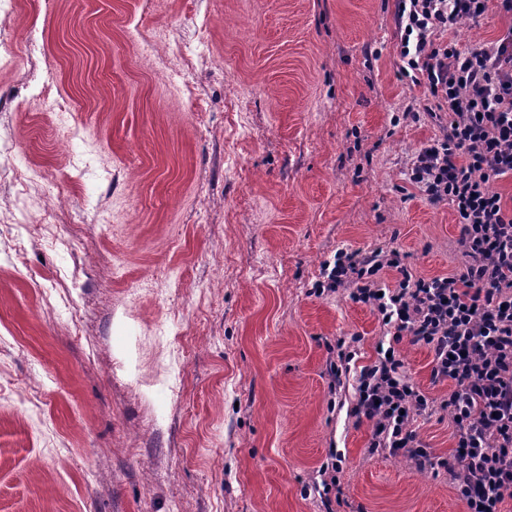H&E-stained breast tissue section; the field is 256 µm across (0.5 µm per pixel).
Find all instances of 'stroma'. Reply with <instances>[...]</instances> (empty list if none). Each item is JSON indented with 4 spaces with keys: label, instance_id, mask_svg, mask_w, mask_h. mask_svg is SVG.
Returning <instances> with one entry per match:
<instances>
[{
    "label": "stroma",
    "instance_id": "stroma-1",
    "mask_svg": "<svg viewBox=\"0 0 512 512\" xmlns=\"http://www.w3.org/2000/svg\"><path fill=\"white\" fill-rule=\"evenodd\" d=\"M395 9L0 0V512H324L331 456L336 512H463L446 472L370 452L354 375L384 329L314 293L340 250L463 269L453 207L409 180L442 126ZM511 27L489 0L447 36ZM400 351L446 395L427 347ZM411 427L453 455L447 413ZM336 464L331 462V465L327 463L326 466H324V463L320 466L318 472L322 474L320 476L325 477L327 475V478L322 479L323 483V490L320 492L319 485L314 486V490L318 493H320V498L322 500V504L324 508L326 509V512H334L333 509V501L330 496L331 492L335 490V503L336 501L339 503V496H336V486L339 484V480H336Z\"/></svg>",
    "mask_w": 512,
    "mask_h": 512
}]
</instances>
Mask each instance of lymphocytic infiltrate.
Returning <instances> with one entry per match:
<instances>
[{
    "label": "lymphocytic infiltrate",
    "instance_id": "obj_1",
    "mask_svg": "<svg viewBox=\"0 0 512 512\" xmlns=\"http://www.w3.org/2000/svg\"><path fill=\"white\" fill-rule=\"evenodd\" d=\"M487 0H397L403 74L422 77L443 134L412 159L409 179L434 203L452 205L460 274H415L399 250L338 252L319 288L350 287L353 301L377 311L390 339L357 377V418L372 424L369 447L418 468L447 471L466 512H502L512 500V209L490 188L512 175V29L463 49L438 32L474 20ZM394 270V287H382ZM433 353V382L447 398L422 392L405 369L403 338ZM442 410L455 426L452 458L418 439L414 415Z\"/></svg>",
    "mask_w": 512,
    "mask_h": 512
}]
</instances>
